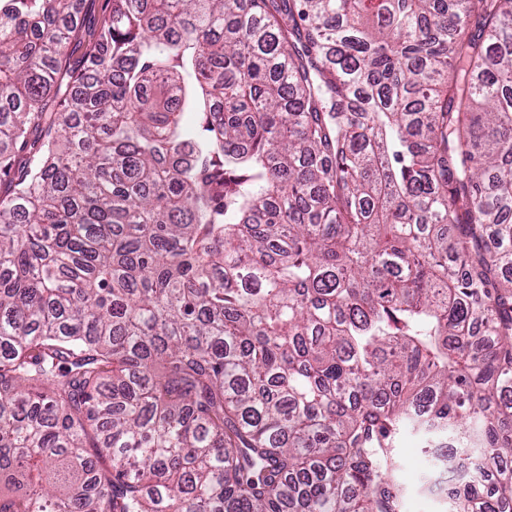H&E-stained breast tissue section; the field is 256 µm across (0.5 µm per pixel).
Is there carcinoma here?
<instances>
[{"label": "carcinoma", "mask_w": 512, "mask_h": 512, "mask_svg": "<svg viewBox=\"0 0 512 512\" xmlns=\"http://www.w3.org/2000/svg\"><path fill=\"white\" fill-rule=\"evenodd\" d=\"M76 2L0 0V512H401L404 428L512 512V0Z\"/></svg>", "instance_id": "1"}]
</instances>
